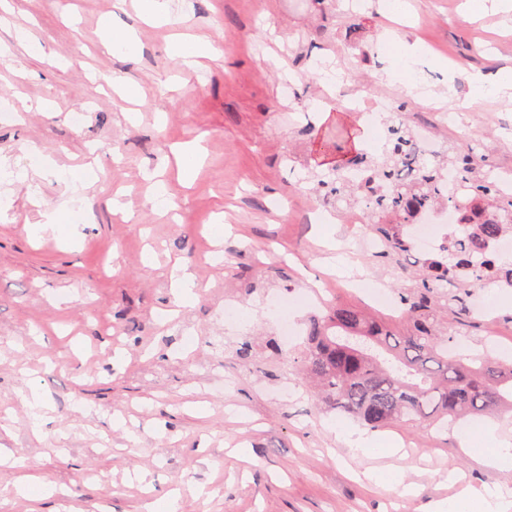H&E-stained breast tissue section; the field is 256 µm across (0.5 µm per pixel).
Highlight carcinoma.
<instances>
[{"mask_svg": "<svg viewBox=\"0 0 512 512\" xmlns=\"http://www.w3.org/2000/svg\"><path fill=\"white\" fill-rule=\"evenodd\" d=\"M391 149L376 170L378 189L366 196L372 216L394 215L400 223L410 219L402 208L409 197L426 204L446 199L442 167L417 164L411 133L401 126L388 129ZM364 157L345 158L336 165V185L328 195L336 199L353 197L357 182L349 173L362 166ZM473 192L470 202L484 206L489 222L467 244L455 250L478 252L483 239L512 224V201L503 199L495 184L476 174L472 154L456 156L448 164ZM387 225L375 229L386 234L388 243L380 257L394 259L412 245ZM419 284L400 289L402 316L407 333L397 335L386 324L360 310L338 304L319 317L311 318L306 345L294 364L315 388L320 402L349 415L371 431L394 424L415 423L453 426L475 415L512 411V365L502 364L483 353L478 357L448 355L450 336L437 321L440 302L462 313L468 292L447 297L438 292V283L448 277V265L428 262L418 271Z\"/></svg>", "mask_w": 512, "mask_h": 512, "instance_id": "cac0c4a2", "label": "carcinoma"}]
</instances>
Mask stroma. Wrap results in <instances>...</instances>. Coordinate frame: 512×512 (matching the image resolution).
<instances>
[{
	"mask_svg": "<svg viewBox=\"0 0 512 512\" xmlns=\"http://www.w3.org/2000/svg\"><path fill=\"white\" fill-rule=\"evenodd\" d=\"M410 2L397 26L377 0H170L180 30L220 50L187 70L168 51L170 27L142 22L134 0H0V157L30 176L0 180V450L17 461L0 466V512H143L176 487L177 512H431L457 492L455 472L512 491V471L476 463L453 431L394 425L376 438L408 448L351 456L347 416L320 407L290 364L302 341L279 356L265 349L278 338L269 296L301 295V322L319 298L361 304L326 269L309 222L311 210L337 212L343 240L365 217V200L329 203L316 185L337 152L386 156L357 102H384L382 126L413 129L453 109L470 75L512 65L511 14L491 7L473 21L462 0ZM108 24L133 28L141 55L108 52ZM20 28L41 54L18 44ZM395 36L460 64L451 78L419 74L434 102L386 74ZM127 80L141 86L139 104L115 92ZM434 132L444 157L469 149L480 174L512 172V96ZM200 134L207 158L185 188L170 148ZM87 162L85 189L71 191ZM149 172L174 213L156 208ZM59 208L81 209L82 222L44 227ZM219 213L234 228L221 264L205 259ZM177 261L202 285L182 308L168 279ZM228 300L245 327L225 322ZM495 301L497 323L470 318L473 346L512 339V288ZM173 307L178 317L162 320ZM246 339L247 364L236 355ZM32 384L42 407L25 400ZM394 469L403 483L367 479ZM24 480L30 495H13Z\"/></svg>",
	"mask_w": 512,
	"mask_h": 512,
	"instance_id": "35a3bbf8",
	"label": "stroma"
}]
</instances>
